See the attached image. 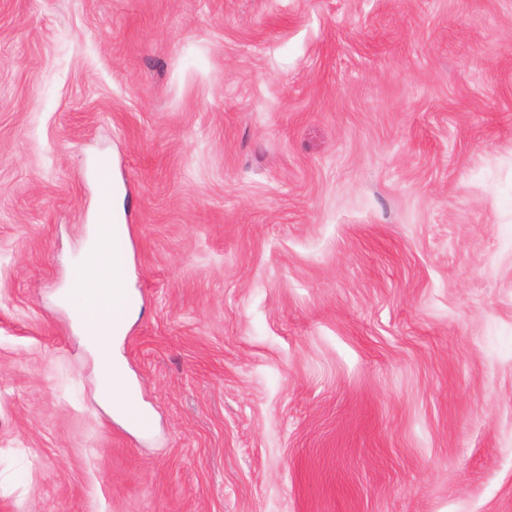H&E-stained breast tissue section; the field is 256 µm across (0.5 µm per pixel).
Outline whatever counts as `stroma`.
Returning <instances> with one entry per match:
<instances>
[{
  "label": "stroma",
  "mask_w": 512,
  "mask_h": 512,
  "mask_svg": "<svg viewBox=\"0 0 512 512\" xmlns=\"http://www.w3.org/2000/svg\"><path fill=\"white\" fill-rule=\"evenodd\" d=\"M0 512H512V0H0ZM113 253L124 259L125 266V236L123 235L121 239L112 241L111 237L105 236L102 231L100 233L97 226L96 233L88 243L83 268L74 277L67 294V300L72 303L74 309L76 303L79 304L80 309L83 307L87 289L95 287L100 280L103 281L101 293H112V288H109L106 281L110 276L108 273L109 258H112ZM80 319L87 327L94 348L95 367L100 380L101 397L112 404L128 405L131 400V393L122 367L114 362L111 345L112 337L121 334L124 321L120 330L116 334H112V315L89 311L83 314ZM81 322L78 319V323L82 327ZM103 337H110L109 342L104 341Z\"/></svg>",
  "instance_id": "obj_1"
}]
</instances>
